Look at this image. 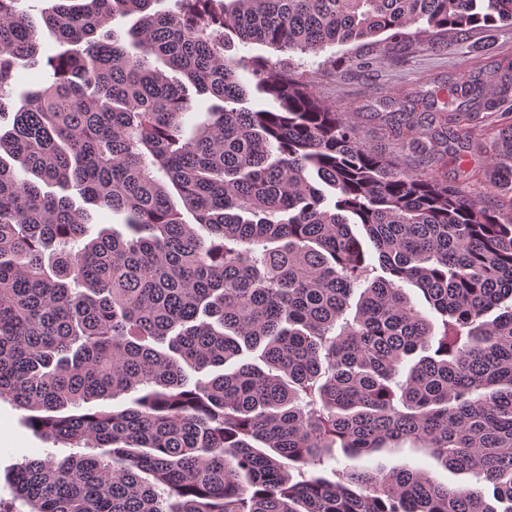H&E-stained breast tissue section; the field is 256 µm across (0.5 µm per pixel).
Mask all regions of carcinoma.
I'll return each instance as SVG.
<instances>
[{"label": "carcinoma", "instance_id": "obj_1", "mask_svg": "<svg viewBox=\"0 0 512 512\" xmlns=\"http://www.w3.org/2000/svg\"><path fill=\"white\" fill-rule=\"evenodd\" d=\"M20 2L0 0V399L74 449L16 467L28 512H512V220L376 153L294 62L512 26V0ZM41 28L60 51L14 105ZM192 90L223 105L187 131ZM495 105L467 80L402 111L446 139L448 113ZM71 189L128 234L89 236ZM407 443L494 502L406 465L326 467Z\"/></svg>", "mask_w": 512, "mask_h": 512}]
</instances>
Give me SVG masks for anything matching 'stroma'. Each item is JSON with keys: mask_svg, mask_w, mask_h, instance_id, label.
I'll list each match as a JSON object with an SVG mask.
<instances>
[{"mask_svg": "<svg viewBox=\"0 0 512 512\" xmlns=\"http://www.w3.org/2000/svg\"><path fill=\"white\" fill-rule=\"evenodd\" d=\"M336 63L316 70L310 76L311 89L325 104L348 113L361 139L375 150L394 157L401 165L438 173L448 183L465 187L472 195H495L506 202L507 194L494 192L490 157L503 129L512 126V85L502 83L499 67L512 62V27L495 31L475 29L466 34L448 33L441 39L426 34L410 35L396 41L367 40L359 45L334 48ZM479 74L493 109L480 112L478 119L457 123L459 142L454 151L443 152L428 127L416 132L425 142L428 154L408 149L401 138L390 132L386 116L393 103L408 94L437 92L450 96L458 79ZM26 410L0 399V503L10 504L15 496L11 474L25 458L68 455L65 446L53 445L30 429ZM372 463L385 468L403 464L421 468L438 482L467 485L465 474H453L422 452L403 448L396 453H377Z\"/></svg>", "mask_w": 512, "mask_h": 512, "instance_id": "obj_1", "label": "stroma"}]
</instances>
